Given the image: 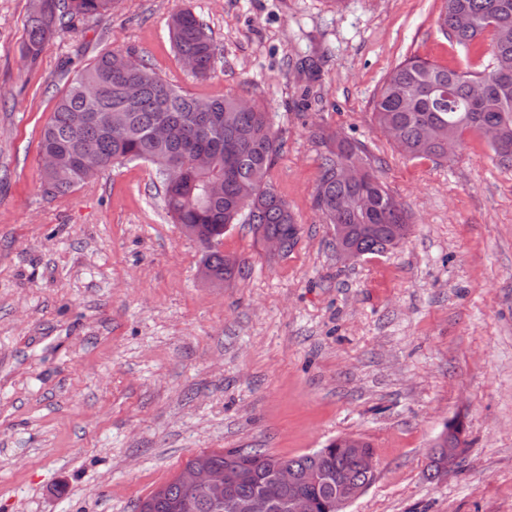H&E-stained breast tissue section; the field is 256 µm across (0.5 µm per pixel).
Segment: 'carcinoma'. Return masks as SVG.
Listing matches in <instances>:
<instances>
[{"mask_svg": "<svg viewBox=\"0 0 512 512\" xmlns=\"http://www.w3.org/2000/svg\"><path fill=\"white\" fill-rule=\"evenodd\" d=\"M32 8L25 57L35 60L60 28L97 19L109 13L114 0H41ZM441 32L452 46L465 49L478 62L466 59L461 67L411 56L387 75L373 100V119L385 127L394 146L412 160L435 164L448 160V140L464 143L467 133L481 134L496 127L499 139L489 143L496 161L512 166V0H444L438 18ZM168 27L176 51L191 59L193 73L206 77L213 69L217 48L206 25L186 8L173 12ZM490 35L488 48L481 38ZM489 63H484L485 57ZM119 51H108L86 65L58 100L40 134V153L55 159L54 168L41 172L42 185L53 195H66L97 173L125 161L155 167L164 188L168 213L203 250V263L224 279L241 261L220 249L224 233L234 224H250L261 238H278L282 249L294 244L295 219L276 192L272 170L280 151L270 113L260 105L225 95L200 99L159 76L143 63L127 69ZM484 84L478 99L472 85ZM101 88L88 97L83 87ZM166 136L156 137L160 123ZM320 174L313 206L333 226L344 225L345 242L360 255L387 252L410 234L411 214L377 175L366 145L342 139L327 146L321 133ZM204 154L203 169L184 167L192 153ZM360 164L369 178L340 179L346 164ZM244 463L256 466L255 476L237 485L240 498L265 489L263 471L280 462L296 470L321 471L326 480L304 484L299 491L324 505L336 489V478L372 482L348 458L341 445L330 441L309 454L288 459L246 449ZM165 498L151 494L138 512H177L171 504L184 498L178 480L163 485Z\"/></svg>", "mask_w": 512, "mask_h": 512, "instance_id": "1", "label": "carcinoma"}]
</instances>
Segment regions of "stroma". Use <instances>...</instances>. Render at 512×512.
I'll list each match as a JSON object with an SVG mask.
<instances>
[{
    "label": "stroma",
    "mask_w": 512,
    "mask_h": 512,
    "mask_svg": "<svg viewBox=\"0 0 512 512\" xmlns=\"http://www.w3.org/2000/svg\"><path fill=\"white\" fill-rule=\"evenodd\" d=\"M443 0H115L21 53L30 0H0V512H136L202 452L292 457L369 443L375 479L347 512H512V167L466 136L409 160L372 101L410 56L462 65ZM218 47L196 78L169 16ZM132 50L199 97L262 103L282 141L273 175L297 222L273 251L246 224L221 248L231 279L168 214L139 161L65 196L41 183L40 132L70 80ZM364 142L412 213L406 242L344 259L312 206L314 133ZM463 420L459 466L431 452Z\"/></svg>",
    "instance_id": "35a3bbf8"
}]
</instances>
